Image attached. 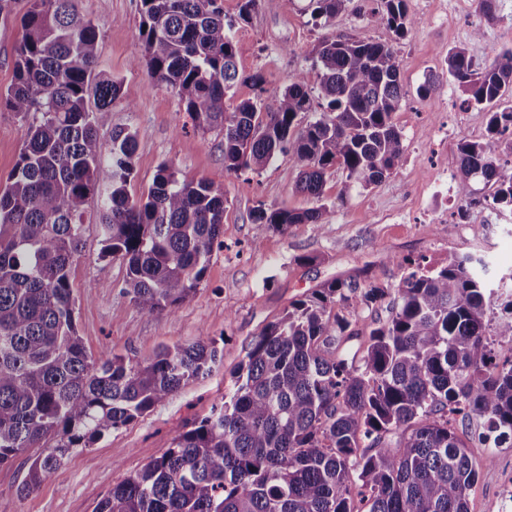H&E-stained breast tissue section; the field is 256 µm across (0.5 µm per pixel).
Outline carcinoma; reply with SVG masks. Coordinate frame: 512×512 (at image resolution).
<instances>
[{"mask_svg": "<svg viewBox=\"0 0 512 512\" xmlns=\"http://www.w3.org/2000/svg\"><path fill=\"white\" fill-rule=\"evenodd\" d=\"M74 0H33L21 19L15 77L0 104L27 118L25 142L0 188V465L32 448L19 492L35 489L74 448H86L208 374L220 360L201 332L132 363L95 360L78 336L71 269L83 246V206L102 193V255L126 266L125 293L144 312L174 311L204 279L224 224V187L181 180L159 166L147 196L126 191L136 133L112 131L120 84L95 71L98 27ZM347 0H308L311 18L329 22ZM371 21L400 40L416 24L406 0H377ZM147 70L177 89L202 130L224 134V170L258 172L281 153L300 167L296 190L320 199L337 167L368 186L399 167L402 134L393 123L404 95L402 59L370 38L332 36L312 50L326 110L312 111L306 76L228 108L242 76L218 0H141ZM447 73L464 104L487 111L486 142L459 143V187L480 178L494 187L489 208L512 206V163L494 157L512 135V49L481 71L462 48ZM94 99L96 111L87 108ZM320 204L295 212L259 204L253 221L285 231L325 224ZM454 257L428 268L407 262L397 287L333 281L292 303L252 342L232 388L210 415L179 429L173 446L112 486L95 512H469L477 470L452 421L479 417L496 438L512 437V360L495 361L486 324L493 289ZM392 300L387 321L365 329L346 305ZM496 336L512 342V301ZM365 337L352 358L344 342Z\"/></svg>", "mask_w": 512, "mask_h": 512, "instance_id": "obj_1", "label": "carcinoma"}]
</instances>
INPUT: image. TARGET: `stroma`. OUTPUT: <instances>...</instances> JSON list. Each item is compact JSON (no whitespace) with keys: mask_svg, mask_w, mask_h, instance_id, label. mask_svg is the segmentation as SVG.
<instances>
[{"mask_svg":"<svg viewBox=\"0 0 512 512\" xmlns=\"http://www.w3.org/2000/svg\"><path fill=\"white\" fill-rule=\"evenodd\" d=\"M78 11L100 33L97 69L121 86L109 121L99 137L110 143L113 130L137 134L134 173L126 186L131 198L146 195L161 164L179 178L208 179L224 187V246L214 252L196 292L174 312L148 314L123 293L125 265L102 256L97 199L84 205L82 252L71 271L78 334L89 356L152 357L159 348L195 341L200 333L216 340L223 354L212 371L182 386L133 422L112 430L86 448L71 450L63 465L27 494L18 493L27 472L25 456L0 465V512H94L113 484L142 469L170 448L185 423L208 415L233 385V373L263 327L298 299L335 279L395 286L403 260L424 258L431 267L469 255L485 264L484 279L494 288V308L512 290V209L488 208L489 189L476 183L469 195L458 190V144L488 139V114L461 104L465 94L445 80L449 49L462 48L475 66L495 51L512 46V0H497L494 21L481 23L480 0H407L417 23L403 39L374 25L376 0H347L328 25H317L306 0L284 10L281 0H258L248 21L238 18L241 0H220L225 21L233 22L241 82L228 92L233 106L254 98L250 75L261 73L268 92L282 91L294 74L306 73L316 86L312 50L326 36L367 37L395 42L402 59L406 91L393 121L403 134L404 159L380 183L367 187L345 171L330 169L321 199L297 192L296 159L277 155L260 173L224 169L220 130L196 128L176 91L152 81L143 62L141 0H75ZM31 0H9L0 11V93L13 83L21 17ZM482 36H474L475 24ZM439 86L418 97L429 73ZM27 120L0 105V186L23 147ZM304 210L322 203L333 212L325 224H295L286 232L259 231L253 222L258 203ZM467 442L478 477L468 494L470 512H500L512 487V439L483 440L479 418L456 422Z\"/></svg>","mask_w":512,"mask_h":512,"instance_id":"35a3bbf8","label":"stroma"}]
</instances>
